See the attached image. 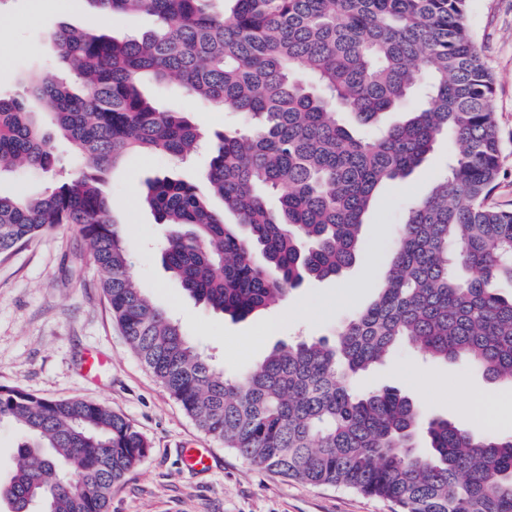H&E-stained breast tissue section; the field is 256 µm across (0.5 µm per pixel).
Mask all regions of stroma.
<instances>
[{
    "instance_id": "obj_1",
    "label": "stroma",
    "mask_w": 512,
    "mask_h": 512,
    "mask_svg": "<svg viewBox=\"0 0 512 512\" xmlns=\"http://www.w3.org/2000/svg\"><path fill=\"white\" fill-rule=\"evenodd\" d=\"M63 23L91 30L99 18L86 0H0V93L23 94L26 74L56 71L54 33ZM467 23L496 84L502 172L489 202L511 210L512 0H470ZM141 89L159 108L188 115L203 135L199 151L188 164L159 154L134 155L109 172L105 190L139 287L228 375L262 361L276 346L332 337L340 323L364 309L384 276L406 204L430 192L448 157V141L439 139L409 178L379 190L364 218L369 251L355 265L331 280L305 281L279 304L235 320L191 298L166 271L165 228L144 205L142 190L146 180L164 173L198 181L215 133L240 127L241 120L190 97L174 82L147 76ZM102 278L72 224L0 253V387L99 402L149 444L141 463L113 485L108 512H399L383 499L283 478L205 436L133 352L112 315ZM89 353L105 359L93 379L83 374ZM354 386L399 388L426 420L445 418L477 435L512 434V385L489 383L462 359L427 360L403 342ZM186 448L202 449L213 469L188 468Z\"/></svg>"
}]
</instances>
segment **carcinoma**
<instances>
[{"label":"carcinoma","mask_w":512,"mask_h":512,"mask_svg":"<svg viewBox=\"0 0 512 512\" xmlns=\"http://www.w3.org/2000/svg\"><path fill=\"white\" fill-rule=\"evenodd\" d=\"M87 2L110 19L151 14L156 26L122 39L58 28L67 75L31 74L27 89L87 172L35 199L0 195V251L78 226L137 357L205 435L251 463L385 498L400 512H512V436L424 422L396 388L350 386L403 341L434 359L465 356L512 384V294L503 293L512 289V211L486 203L502 145L494 78L466 23L470 0H231L228 16L213 0ZM144 73L247 118L246 131L218 135L200 172L222 208L172 176L144 193L168 227V272L235 319L356 263L377 190L448 138L444 170L408 207L375 298L333 339L276 347L227 378L137 287L102 175L139 152L186 161L200 140L182 113L141 93ZM391 112L406 118L387 123ZM56 165L37 113L0 94V173ZM280 187L272 211L262 193ZM2 424L20 435L0 480L9 512H107L112 486L148 448L121 415L83 399L0 387Z\"/></svg>","instance_id":"carcinoma-1"}]
</instances>
